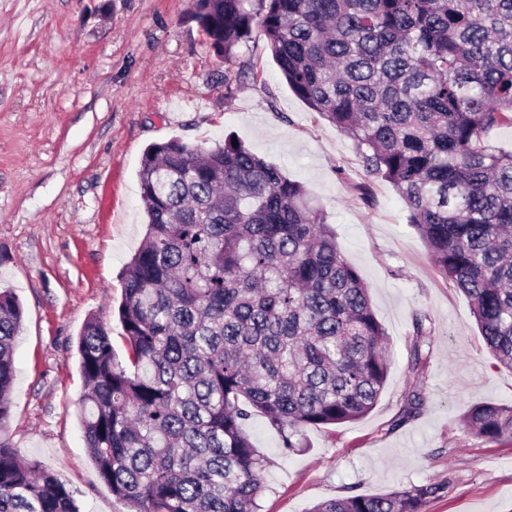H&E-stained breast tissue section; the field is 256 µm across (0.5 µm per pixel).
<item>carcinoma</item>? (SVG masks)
<instances>
[{
    "label": "carcinoma",
    "instance_id": "cac0c4a2",
    "mask_svg": "<svg viewBox=\"0 0 512 512\" xmlns=\"http://www.w3.org/2000/svg\"><path fill=\"white\" fill-rule=\"evenodd\" d=\"M230 59L260 30L290 89L389 182L438 270L469 299L498 365L512 370V0H195ZM147 231L121 275L126 356L96 317L78 341L79 416L101 480L130 512H257L266 461L259 414L282 448L376 406L387 333L364 279L299 181L227 138L173 137L139 169ZM23 311L0 292V512H78L73 494L2 438ZM431 333L414 320L407 373ZM412 389L391 427L419 415ZM464 431L512 444V406L472 405ZM443 486L325 500L313 512H425Z\"/></svg>",
    "mask_w": 512,
    "mask_h": 512
}]
</instances>
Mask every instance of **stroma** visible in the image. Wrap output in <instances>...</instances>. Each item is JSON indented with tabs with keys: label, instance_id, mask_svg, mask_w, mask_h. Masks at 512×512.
<instances>
[{
	"label": "stroma",
	"instance_id": "stroma-1",
	"mask_svg": "<svg viewBox=\"0 0 512 512\" xmlns=\"http://www.w3.org/2000/svg\"><path fill=\"white\" fill-rule=\"evenodd\" d=\"M192 10L193 0H0V291L23 309L10 446L52 473L81 512H128L83 438L79 334L97 317L125 352L120 273L146 231L144 150L233 136L319 201L370 289L391 361L375 408L308 430L303 451L284 453L265 418L250 420L268 461L259 512L427 483L445 490L426 512H512V445L461 426L475 403L512 405V371L494 368L467 297L435 267L392 185L368 176L353 141L289 88L265 37L220 58ZM418 314L431 334L412 383ZM412 386L422 413L391 429Z\"/></svg>",
	"mask_w": 512,
	"mask_h": 512
}]
</instances>
